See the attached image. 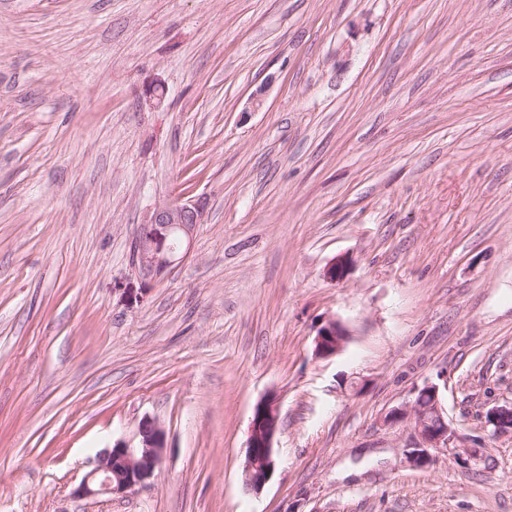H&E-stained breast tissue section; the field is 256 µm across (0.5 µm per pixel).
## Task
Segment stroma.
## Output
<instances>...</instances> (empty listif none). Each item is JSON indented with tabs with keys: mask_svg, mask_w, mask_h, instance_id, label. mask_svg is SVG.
<instances>
[{
	"mask_svg": "<svg viewBox=\"0 0 512 512\" xmlns=\"http://www.w3.org/2000/svg\"><path fill=\"white\" fill-rule=\"evenodd\" d=\"M427 382L478 463L409 464L383 418ZM511 403L512 0H0V512H512ZM147 418V484L76 496ZM201 201L176 200L158 207L141 224L132 264L141 277H153L186 257L197 224H203ZM344 329L335 320L320 328L315 339V353L319 356H332L339 352L345 343ZM279 428V412L273 399L259 402L253 411L249 428L247 453L243 465V485L258 493L271 479L275 460L273 439Z\"/></svg>",
	"mask_w": 512,
	"mask_h": 512,
	"instance_id": "obj_1",
	"label": "stroma"
}]
</instances>
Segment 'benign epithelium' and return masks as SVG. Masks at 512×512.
<instances>
[{
	"mask_svg": "<svg viewBox=\"0 0 512 512\" xmlns=\"http://www.w3.org/2000/svg\"><path fill=\"white\" fill-rule=\"evenodd\" d=\"M204 221V204L200 201L176 200L158 207L140 225L135 241L132 264L141 277H153L164 273L173 264L186 257L196 225ZM352 264L350 258L338 256L324 269V277L331 283L342 281ZM346 333L341 325L331 321L318 331L315 339V353L332 356L345 343ZM512 416V404L497 406L487 411L486 424L492 435H512V424H500V416ZM411 419L415 425L417 442L406 450V457L415 467H426L433 462V451L446 449L463 468L480 456V447L467 444L446 420L440 402L439 387L427 383L415 389V396L409 404L388 412L387 423ZM279 428V412L273 399L259 402L253 411L249 428L247 453L242 477L246 490L258 493L271 479L275 460L273 439ZM140 444L132 447L117 442L103 451L96 467L91 470L75 494L79 497L121 494L143 485L153 474L161 459L164 448V432L151 419L141 422Z\"/></svg>",
	"mask_w": 512,
	"mask_h": 512,
	"instance_id": "1",
	"label": "benign epithelium"
}]
</instances>
